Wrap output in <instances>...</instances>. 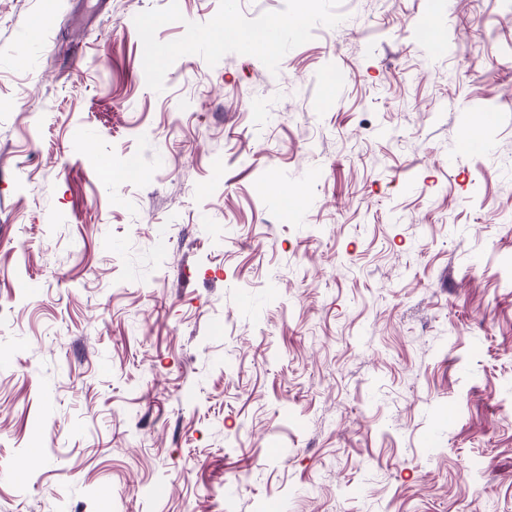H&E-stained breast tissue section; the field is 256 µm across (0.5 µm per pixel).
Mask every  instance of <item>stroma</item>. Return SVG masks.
<instances>
[{
  "instance_id": "1",
  "label": "stroma",
  "mask_w": 512,
  "mask_h": 512,
  "mask_svg": "<svg viewBox=\"0 0 512 512\" xmlns=\"http://www.w3.org/2000/svg\"><path fill=\"white\" fill-rule=\"evenodd\" d=\"M273 507L512 512V0H0V512Z\"/></svg>"
}]
</instances>
